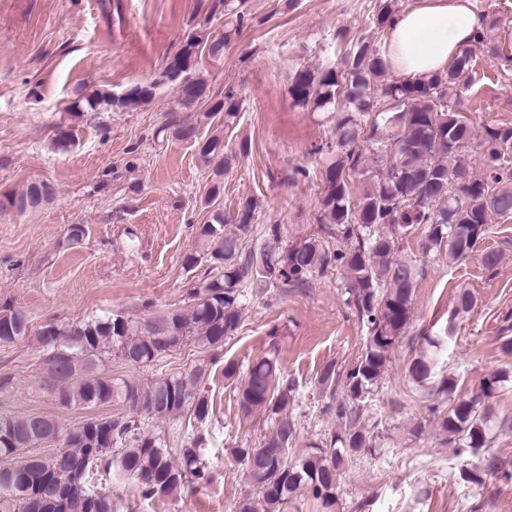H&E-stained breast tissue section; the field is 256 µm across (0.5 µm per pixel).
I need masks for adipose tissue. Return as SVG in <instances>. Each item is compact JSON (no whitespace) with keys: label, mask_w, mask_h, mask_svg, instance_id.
I'll use <instances>...</instances> for the list:
<instances>
[{"label":"adipose tissue","mask_w":512,"mask_h":512,"mask_svg":"<svg viewBox=\"0 0 512 512\" xmlns=\"http://www.w3.org/2000/svg\"><path fill=\"white\" fill-rule=\"evenodd\" d=\"M481 27L471 0H419L388 31L390 70L407 78L446 70Z\"/></svg>","instance_id":"adipose-tissue-1"}]
</instances>
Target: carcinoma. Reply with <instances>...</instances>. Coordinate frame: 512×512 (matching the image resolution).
Returning a JSON list of instances; mask_svg holds the SVG:
<instances>
[{
  "label": "carcinoma",
  "mask_w": 512,
  "mask_h": 512,
  "mask_svg": "<svg viewBox=\"0 0 512 512\" xmlns=\"http://www.w3.org/2000/svg\"><path fill=\"white\" fill-rule=\"evenodd\" d=\"M240 0H213L209 6L235 18L236 25L214 37L200 25L187 35L167 59L160 81L136 85L129 93L114 96L98 89L78 91L73 112H96L103 105L114 109L136 106L153 96L158 83L175 86L180 104L189 107L210 97L208 82L188 64L193 53L224 54L232 37L240 32L244 14ZM397 15L395 0H381L375 14L377 26H390ZM500 18L492 17L474 35L472 45L497 57L499 46L490 32ZM473 57L463 50L444 72L427 79L390 80L384 53L368 41H359L345 56L342 66H302L291 77L289 94L294 105L313 112L329 111L342 100L344 110L336 120L335 148L327 150L323 173L320 223L347 242V248L329 252L320 241L302 238L282 248L277 227L269 229L275 245L257 252L244 251L243 241L253 233L256 204L245 202L238 211L235 229H227L224 215L213 214L200 230L199 243L209 262L222 275L191 290L193 304L187 310H171L154 316L141 330L118 314L92 316L82 321L56 324L49 336L36 335L40 364L56 361L65 374L52 382L43 379L40 389L66 409H89L112 401L128 403L130 397L155 400L154 413L134 411L112 417H90L65 427L53 416H0V457L12 459L0 466V512H99L96 503L105 499L107 512H123L119 499L99 492L92 474L104 472L130 480L141 498L170 495L186 486L209 481L200 449L205 437L197 432L182 440L174 458L171 435L164 422L186 415L199 424L207 421L210 404L201 390L206 376L196 366L178 376L157 378L146 384L95 374L98 362L115 354L132 365L153 364L182 343L191 342L213 350L236 333L241 320L244 288L249 277L260 282L305 285L317 273L333 266L345 282L346 302L365 325L367 336L356 363L345 376L336 364L324 365L317 376L322 390L330 393L329 409L341 422L338 431L295 461L288 460L296 424L288 417L295 404L297 384L282 375L275 355L264 356L238 375L237 365L227 362L224 377L237 380L239 409L249 414L263 409L271 415V434L258 448H234L232 455L247 473L260 495L245 498L238 512H280L298 491L310 495L317 512H332L346 459L371 447L370 436L358 425L361 403L373 393L387 369L392 353L412 317V299L418 269L400 258L397 239L423 227L422 249L430 254L448 248V262L470 255L484 238L488 224L497 217L512 216V127L488 126L481 133L463 115L462 89L470 79ZM241 100L234 89L212 101L209 113H224V127L236 124ZM370 119L369 128L362 118ZM173 133L182 141L197 144L203 163L219 176L232 164L223 139L214 136L198 141L197 127L175 123ZM366 143L361 149L359 142ZM475 147L486 168L482 178L469 175L462 152ZM375 170L358 197L352 181L366 173L368 161ZM464 175L467 186L461 197L449 193L448 178ZM52 188L26 184L7 197L8 207L18 212L48 201ZM476 299L459 292L446 325L422 337L410 363V381L441 397L429 406L438 430L455 445L459 456L476 455L489 445L493 411L489 401L503 388L506 375L493 373L473 393L462 392L454 375L437 373L438 358L452 341L456 318L469 312ZM30 319L22 308L0 309V344L14 343L29 335ZM345 387L336 398V383ZM60 434L54 453L34 451L43 434ZM512 479L502 462L488 453L479 463L460 471L465 482L480 484L487 473Z\"/></svg>",
  "instance_id": "carcinoma-1"
}]
</instances>
